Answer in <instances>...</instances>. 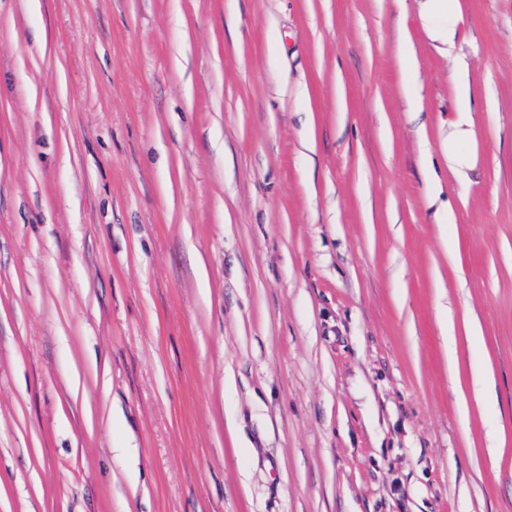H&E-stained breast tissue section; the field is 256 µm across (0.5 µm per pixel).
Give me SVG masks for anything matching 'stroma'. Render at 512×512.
<instances>
[{"instance_id": "35a3bbf8", "label": "stroma", "mask_w": 512, "mask_h": 512, "mask_svg": "<svg viewBox=\"0 0 512 512\" xmlns=\"http://www.w3.org/2000/svg\"><path fill=\"white\" fill-rule=\"evenodd\" d=\"M460 4L447 56L417 0H0V512H512V0Z\"/></svg>"}]
</instances>
